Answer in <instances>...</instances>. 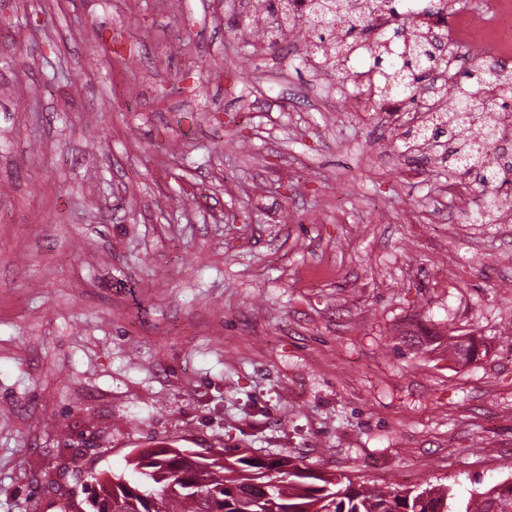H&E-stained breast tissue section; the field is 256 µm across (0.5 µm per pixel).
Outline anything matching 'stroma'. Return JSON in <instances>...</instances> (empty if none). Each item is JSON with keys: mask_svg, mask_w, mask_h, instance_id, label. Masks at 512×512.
<instances>
[{"mask_svg": "<svg viewBox=\"0 0 512 512\" xmlns=\"http://www.w3.org/2000/svg\"><path fill=\"white\" fill-rule=\"evenodd\" d=\"M239 3L0 0V512L162 443L512 479V216L473 223L447 137L342 111L301 28L242 39ZM419 331L423 333V336H409V337L416 338L419 343H423V342L428 343L429 345H431L433 347L432 349L434 351L440 349L443 345H445V348L446 349L448 348V354L451 357L457 356V358L459 359L461 356V357H465L469 361V360L475 358L476 353L478 351L477 347L474 344L469 345L468 348H464V347L459 348L458 340L455 341L453 337L448 338V341H447V338H445V336H441L438 333H433L431 331H424V330H419ZM447 343H448V345H447Z\"/></svg>", "mask_w": 512, "mask_h": 512, "instance_id": "obj_1", "label": "stroma"}]
</instances>
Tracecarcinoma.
<instances>
[{
  "mask_svg": "<svg viewBox=\"0 0 512 512\" xmlns=\"http://www.w3.org/2000/svg\"><path fill=\"white\" fill-rule=\"evenodd\" d=\"M386 2L395 16L394 35L378 34L369 71L391 73L400 102L413 104L422 79L442 64L429 56L427 41L417 33L408 47L387 51L384 42H393L396 32L416 29L414 9L406 0H311L305 11L287 8L284 0H268L267 27L285 37L288 26L301 21L316 64L336 72L344 86L357 76L348 64L350 56L363 36L374 31L372 15ZM485 63L476 56L456 77L451 115L436 124H445L462 138L463 147L456 151L462 175L473 174L483 186L502 188L512 183L506 177L512 174V162L500 172L487 159L483 141L495 135L492 114L512 113V96L503 92L494 99L475 98L472 87L481 81L512 85V75L492 74ZM417 340L435 351L444 346L452 357L471 360L477 353L473 344L461 348L453 338L431 331ZM134 469L141 481L131 484L102 473L91 476V484L84 487L89 512H512V481L491 485L458 506L449 486L409 490L357 485L334 474H311L288 456L261 458L219 450L205 458L189 455L186 448H144L135 457ZM134 489L153 501L155 509L149 510Z\"/></svg>",
  "mask_w": 512,
  "mask_h": 512,
  "instance_id": "obj_1",
  "label": "carcinoma"
}]
</instances>
